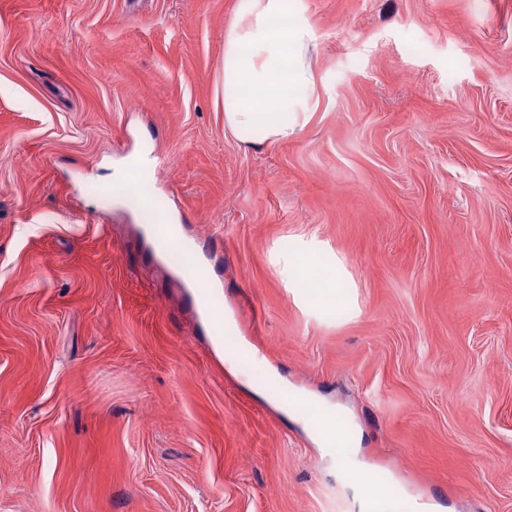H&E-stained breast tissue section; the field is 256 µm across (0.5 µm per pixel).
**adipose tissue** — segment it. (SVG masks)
<instances>
[{
    "instance_id": "1",
    "label": "adipose tissue",
    "mask_w": 512,
    "mask_h": 512,
    "mask_svg": "<svg viewBox=\"0 0 512 512\" xmlns=\"http://www.w3.org/2000/svg\"><path fill=\"white\" fill-rule=\"evenodd\" d=\"M287 0H238L235 19L224 42V126L242 144L254 147L294 138L311 117L314 91L309 64L312 35L307 22L288 12ZM335 252L317 237L296 238L277 251L273 266L281 281L298 288L313 272L324 286L319 303L339 306L344 295L336 285ZM340 465L355 477L366 512L386 501L387 483L354 456Z\"/></svg>"
}]
</instances>
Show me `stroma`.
Here are the masks:
<instances>
[{
    "instance_id": "obj_1",
    "label": "stroma",
    "mask_w": 512,
    "mask_h": 512,
    "mask_svg": "<svg viewBox=\"0 0 512 512\" xmlns=\"http://www.w3.org/2000/svg\"><path fill=\"white\" fill-rule=\"evenodd\" d=\"M236 2L0 0V512H362L271 369L393 512H512V0H289L315 103L254 148L224 128ZM144 153L222 350L104 197ZM311 234L353 283L333 310L271 262ZM312 407L315 409L314 413L310 411ZM301 417L307 424L314 428L319 440L322 442L324 439L335 435V433L331 431V425L336 421L334 410L307 400L306 408L302 412Z\"/></svg>"
}]
</instances>
